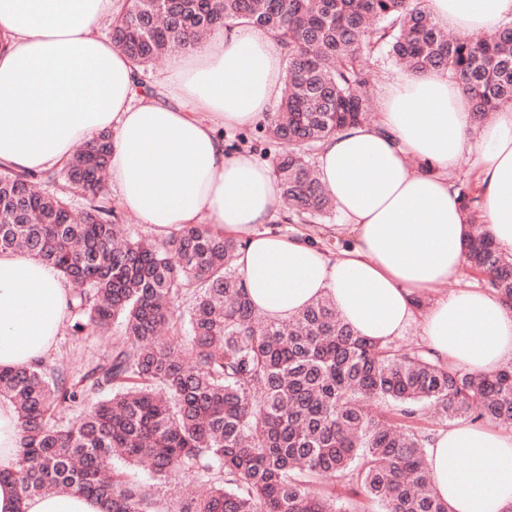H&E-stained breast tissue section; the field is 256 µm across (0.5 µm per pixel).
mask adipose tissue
Here are the masks:
<instances>
[{"mask_svg": "<svg viewBox=\"0 0 512 512\" xmlns=\"http://www.w3.org/2000/svg\"><path fill=\"white\" fill-rule=\"evenodd\" d=\"M116 0H0V164L44 172L76 143L112 135L109 171L123 209L165 235L208 224L242 240L236 264L261 314L286 320L329 298L354 332L389 342L411 326L433 357L474 375L512 363V305L439 285L466 264V216L448 174L476 151L483 221L512 255V108L471 145L473 115L443 72L388 83L377 123L348 126L321 146L316 168L347 236L330 256L307 233L267 232L278 220L270 164L228 152L217 125L247 127L275 112L284 48L244 21L216 32L194 59L170 61L164 92L148 95L129 59L100 33ZM464 36L512 18V0H425ZM26 106H19V97ZM70 284L26 254L0 252V368L46 359L67 316ZM448 512H512V429L455 420L427 449ZM0 512H101L73 493L20 499L0 482Z\"/></svg>", "mask_w": 512, "mask_h": 512, "instance_id": "ef3b65f1", "label": "adipose tissue"}]
</instances>
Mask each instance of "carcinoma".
Returning <instances> with one entry per match:
<instances>
[{
  "label": "carcinoma",
  "mask_w": 512,
  "mask_h": 512,
  "mask_svg": "<svg viewBox=\"0 0 512 512\" xmlns=\"http://www.w3.org/2000/svg\"><path fill=\"white\" fill-rule=\"evenodd\" d=\"M112 43L141 70L175 46L237 21L288 49L277 111L259 127L288 221L322 224L332 202L311 155L370 111L364 61L386 51L414 73L450 74L482 123L512 106V22L488 38L450 37L423 0H126ZM112 135L83 144L55 173L0 166V250L23 251L76 284L72 335L119 327L111 351L79 377L43 362L0 369V398L17 409L18 461L2 473L25 499L60 488L103 512H165L112 457L148 464L203 492L176 512H448L426 466L425 405L442 417L512 426V366L482 376L358 336L320 298L287 321L246 297L242 242L186 226L135 239L96 203ZM38 183L56 190L39 192ZM469 267L512 303V255L480 222L471 186L458 187ZM88 207L76 215L69 198ZM191 304L172 323L179 300ZM85 407L74 421L60 408Z\"/></svg>",
  "instance_id": "cac0c4a2"
}]
</instances>
